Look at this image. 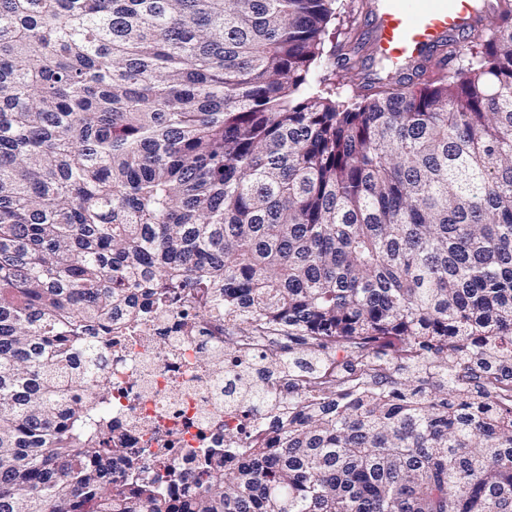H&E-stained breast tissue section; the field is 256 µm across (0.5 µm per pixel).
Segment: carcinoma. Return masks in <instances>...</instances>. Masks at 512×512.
<instances>
[{"label":"carcinoma","instance_id":"cac0c4a2","mask_svg":"<svg viewBox=\"0 0 512 512\" xmlns=\"http://www.w3.org/2000/svg\"><path fill=\"white\" fill-rule=\"evenodd\" d=\"M335 2L0 0V512H512V0L348 100L313 75ZM151 288L350 378L188 494L114 478L99 341Z\"/></svg>","mask_w":512,"mask_h":512}]
</instances>
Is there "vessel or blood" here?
<instances>
[{
	"label": "vessel or blood",
	"instance_id": "b4317fda",
	"mask_svg": "<svg viewBox=\"0 0 512 512\" xmlns=\"http://www.w3.org/2000/svg\"><path fill=\"white\" fill-rule=\"evenodd\" d=\"M474 17L470 0H376L373 51L405 65L467 28Z\"/></svg>",
	"mask_w": 512,
	"mask_h": 512
}]
</instances>
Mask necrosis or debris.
I'll return each mask as SVG.
<instances>
[{
  "label": "necrosis or debris",
  "instance_id": "1",
  "mask_svg": "<svg viewBox=\"0 0 512 512\" xmlns=\"http://www.w3.org/2000/svg\"><path fill=\"white\" fill-rule=\"evenodd\" d=\"M140 309L125 332L113 336L97 374L110 389L117 447L139 449L147 469L177 465L188 489L199 464L223 447L225 433L265 437L273 421L287 417L289 396L304 390L282 371L263 381L271 397L266 416L246 407L225 412L215 396L219 375L231 379L241 367L276 359L284 342L280 327L261 319L252 334L230 336L222 317L199 315L190 300L172 308L144 302ZM304 392L320 396L313 387Z\"/></svg>",
  "mask_w": 512,
  "mask_h": 512
}]
</instances>
